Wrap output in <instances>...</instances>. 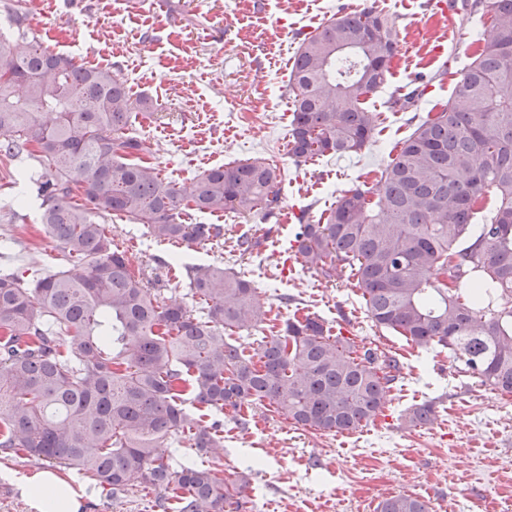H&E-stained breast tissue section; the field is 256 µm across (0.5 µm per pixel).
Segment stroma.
<instances>
[{"label": "stroma", "mask_w": 512, "mask_h": 512, "mask_svg": "<svg viewBox=\"0 0 512 512\" xmlns=\"http://www.w3.org/2000/svg\"><path fill=\"white\" fill-rule=\"evenodd\" d=\"M371 6L399 38L385 84L366 102L377 115L374 137L359 154L296 164L288 153L289 79L299 43L336 16ZM30 20L54 51L112 68L132 101H152V116L128 132L144 140L162 179L182 185L203 170L254 157L278 167L279 211L267 218L190 213L189 223L222 224L224 242L186 250L185 262H224L254 281L259 302L280 319L296 311L318 316L399 362L400 379L374 421L322 435L261 407L245 411L244 427L227 412L220 417L224 450L210 465L228 480L248 476L259 512H376L381 500L400 493L425 500L432 512H512V396L481 387L449 355L375 327L346 275L324 278L290 250L299 223H316L353 184H376L393 146L447 102L489 35L479 15L459 4L442 11L434 0H142L128 9L119 0H37ZM420 85L426 92L414 106H394ZM38 222L34 200L16 218L0 212L5 262L23 271L62 266L60 248ZM107 224L133 270L156 287H176L169 245L127 219ZM263 225L272 233L259 250L230 253L238 236ZM425 401L434 403L436 420L409 426L404 411ZM35 465L24 456L0 462V512H26L17 482Z\"/></svg>", "instance_id": "1"}]
</instances>
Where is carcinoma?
<instances>
[{
	"mask_svg": "<svg viewBox=\"0 0 512 512\" xmlns=\"http://www.w3.org/2000/svg\"><path fill=\"white\" fill-rule=\"evenodd\" d=\"M463 7L489 17L492 34L448 102L398 143L377 186L359 182L317 223L299 225L295 251L327 279L348 271L374 326L446 351L482 385L512 394V0ZM6 9L0 156L37 163L22 178L66 265L30 281L0 273V459L46 461L112 498L144 485L157 512H246L247 477L227 481L205 465L224 436L195 410L267 404L297 427L349 432L383 411L397 360L296 313L247 355L228 332L257 328L268 310L243 273L182 266L194 309L134 274L101 220L125 216L169 245L220 244L224 225L184 215L275 214L276 167L253 159L206 170L188 187L162 180L145 143L127 134L125 82L45 47L28 0ZM397 53L396 30L373 8L304 35L288 153L306 163L365 149L377 122L366 100ZM262 242L241 236L232 251L251 254ZM435 419L430 402L407 413L414 427ZM172 436L187 445L176 463L158 452ZM376 512L430 510L398 494Z\"/></svg>",
	"mask_w": 512,
	"mask_h": 512,
	"instance_id": "cac0c4a2",
	"label": "carcinoma"
}]
</instances>
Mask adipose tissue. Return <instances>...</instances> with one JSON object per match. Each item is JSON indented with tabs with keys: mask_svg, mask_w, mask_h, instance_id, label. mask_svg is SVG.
<instances>
[{
	"mask_svg": "<svg viewBox=\"0 0 512 512\" xmlns=\"http://www.w3.org/2000/svg\"><path fill=\"white\" fill-rule=\"evenodd\" d=\"M27 512H80L82 505L66 477L59 472L36 469L19 481Z\"/></svg>",
	"mask_w": 512,
	"mask_h": 512,
	"instance_id": "adipose-tissue-1",
	"label": "adipose tissue"
}]
</instances>
